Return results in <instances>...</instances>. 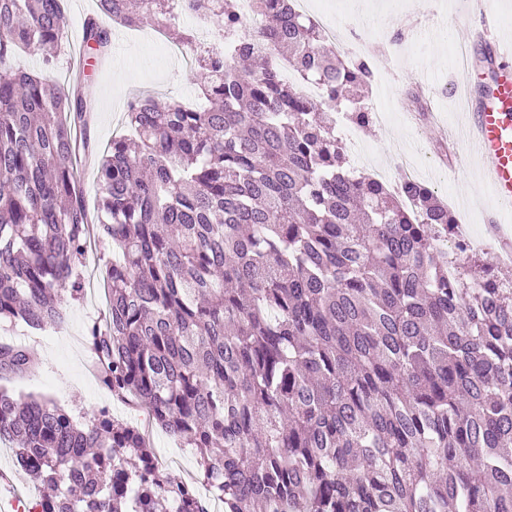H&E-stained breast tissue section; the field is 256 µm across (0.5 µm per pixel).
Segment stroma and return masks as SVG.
I'll list each match as a JSON object with an SVG mask.
<instances>
[{"mask_svg": "<svg viewBox=\"0 0 512 512\" xmlns=\"http://www.w3.org/2000/svg\"><path fill=\"white\" fill-rule=\"evenodd\" d=\"M326 5L322 20L341 26L350 41H364L366 54L380 70L370 87V107L390 111L386 125L359 132L370 155L364 160L349 152L352 168L366 173L378 164L395 182L394 162L408 153L418 164L419 181L432 183L457 223L483 228L495 206L482 191L469 145L459 134L460 101L450 87L451 77L462 71L454 49L467 48L472 59L481 57L480 49L468 46L469 31L479 26L480 16L466 15L464 0H397L391 8L386 0H326ZM151 33L148 26H115L108 58L85 70L93 90L90 136L96 154L107 150L114 135L125 133L131 96L148 92L163 101L197 100L193 67L183 65L179 55L157 56ZM95 247L93 258L81 265L91 287L78 299H65L62 327L35 331L0 321V342H25L40 364L36 376L14 381L10 388L49 397L77 417L108 406L116 418L149 433L160 465L172 478L188 479L196 472L193 449L158 428L146 412L112 398L86 371V330L104 314L101 267L112 255L109 241L97 240ZM37 498L36 484L17 469L10 445L0 443V512H16L19 503L32 506Z\"/></svg>", "mask_w": 512, "mask_h": 512, "instance_id": "1", "label": "stroma"}]
</instances>
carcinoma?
<instances>
[{"label":"carcinoma","instance_id":"1","mask_svg":"<svg viewBox=\"0 0 512 512\" xmlns=\"http://www.w3.org/2000/svg\"><path fill=\"white\" fill-rule=\"evenodd\" d=\"M61 2L0 0V319L64 323L94 222L112 242L87 330L100 382L194 450L224 512H512V288L466 256L448 281L456 220L431 187L347 167L336 114L372 126L370 59L336 55L294 0H250L257 31L238 0H97L130 27L191 11L224 51L197 58L203 110L128 102L93 218L90 86L12 64L53 65ZM82 39L101 55L112 32L92 16ZM38 369L0 345L1 379ZM0 442L49 489L38 512H206L104 407L79 423L0 387ZM81 176L87 208L91 215H96L99 190L93 162L82 167Z\"/></svg>","mask_w":512,"mask_h":512}]
</instances>
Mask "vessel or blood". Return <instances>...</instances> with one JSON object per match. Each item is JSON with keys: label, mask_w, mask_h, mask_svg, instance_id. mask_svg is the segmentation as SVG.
Returning <instances> with one entry per match:
<instances>
[{"label": "vessel or blood", "mask_w": 512, "mask_h": 512, "mask_svg": "<svg viewBox=\"0 0 512 512\" xmlns=\"http://www.w3.org/2000/svg\"><path fill=\"white\" fill-rule=\"evenodd\" d=\"M470 37L488 49L492 75L483 85L472 68L463 70L467 87L479 90L466 99V137L499 206L511 208L512 41L499 37L487 21L471 30Z\"/></svg>", "instance_id": "b4317fda"}]
</instances>
